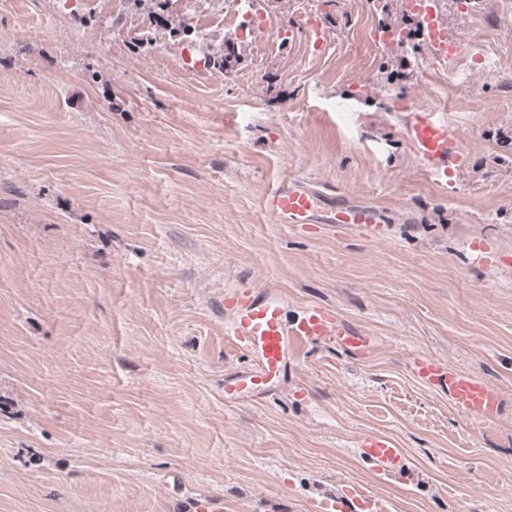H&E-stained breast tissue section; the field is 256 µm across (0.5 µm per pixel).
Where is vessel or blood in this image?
Masks as SVG:
<instances>
[{
	"label": "vessel or blood",
	"mask_w": 512,
	"mask_h": 512,
	"mask_svg": "<svg viewBox=\"0 0 512 512\" xmlns=\"http://www.w3.org/2000/svg\"><path fill=\"white\" fill-rule=\"evenodd\" d=\"M403 133L420 165L434 176H454L465 163L456 133L447 118L430 108L407 113ZM263 209L279 224H353L371 237H379L385 222L376 208L338 201L302 179H282L261 201ZM288 295L276 281L258 286L239 280L224 291V336L243 350L248 369L224 381V400L237 403L262 397L288 374L296 349L304 343L330 344L363 357L372 352L375 339L348 324L334 309L309 304L297 316L287 313ZM412 376L426 387L448 396L463 412L486 419L499 410L501 394L486 379L450 369L434 355L413 356ZM356 455L367 464L377 481H407L410 469L397 442L380 431L358 433L353 441ZM323 512H389L386 500L349 490L327 500Z\"/></svg>",
	"instance_id": "obj_1"
}]
</instances>
